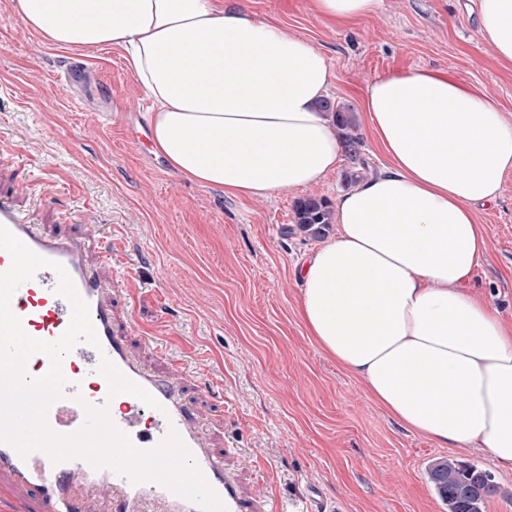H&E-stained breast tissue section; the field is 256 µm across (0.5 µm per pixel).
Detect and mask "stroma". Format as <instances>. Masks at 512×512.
I'll return each mask as SVG.
<instances>
[{
  "mask_svg": "<svg viewBox=\"0 0 512 512\" xmlns=\"http://www.w3.org/2000/svg\"><path fill=\"white\" fill-rule=\"evenodd\" d=\"M466 0H381L350 26L309 0H241L248 15L313 42L334 74L332 101L360 110L364 88L424 67L484 88L512 121V66L478 33ZM152 103L117 46L68 50L0 0V195L44 232L98 227L92 263L112 288L113 324L147 368L181 363L184 395L258 512H448L426 477L440 457L493 469L395 422L308 336L296 263L317 240L294 231V203L335 201L351 164L322 184L232 199L189 182L150 149ZM487 237L474 282L512 322V173L481 210ZM485 512H512V473Z\"/></svg>",
  "mask_w": 512,
  "mask_h": 512,
  "instance_id": "35a3bbf8",
  "label": "stroma"
}]
</instances>
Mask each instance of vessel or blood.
<instances>
[{"instance_id": "obj_1", "label": "vessel or blood", "mask_w": 512, "mask_h": 512, "mask_svg": "<svg viewBox=\"0 0 512 512\" xmlns=\"http://www.w3.org/2000/svg\"><path fill=\"white\" fill-rule=\"evenodd\" d=\"M0 225L39 256L64 266L89 306L99 339L95 347L78 344L63 360L62 371L70 385L64 397L50 407L49 426L62 434L74 432L85 422L86 407H103L115 426L142 451L153 449L169 429H176L227 512H252L251 502L212 451L196 411L183 397L182 367L172 366L162 374L149 371L133 356L125 336L115 331L108 290L88 260L96 231L81 237L46 234L21 216L11 202L1 199ZM56 284V273L44 267L20 285L10 299L12 312L34 339L56 341L70 324L71 305L55 294ZM104 357L127 379L148 391L157 400V407L146 406L128 393L110 395L106 378L97 371ZM0 474L33 491L41 512H86L91 493L110 500L112 512H199L195 505L158 483H135L111 469L94 468L81 458L56 463L41 451L23 456L5 442H0Z\"/></svg>"}]
</instances>
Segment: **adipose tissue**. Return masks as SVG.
Segmentation results:
<instances>
[{
	"label": "adipose tissue",
	"mask_w": 512,
	"mask_h": 512,
	"mask_svg": "<svg viewBox=\"0 0 512 512\" xmlns=\"http://www.w3.org/2000/svg\"><path fill=\"white\" fill-rule=\"evenodd\" d=\"M62 49L119 46L153 103V153L232 198L306 189L333 173L336 125L319 103L325 55L239 0H14ZM380 0H311L348 22ZM481 37L512 64V0H477ZM388 158L336 200L335 236L302 257L300 318L396 422L512 471V323L473 291L487 248L479 207L512 172V122L483 90L429 68L388 72L363 92Z\"/></svg>",
	"instance_id": "1"
}]
</instances>
